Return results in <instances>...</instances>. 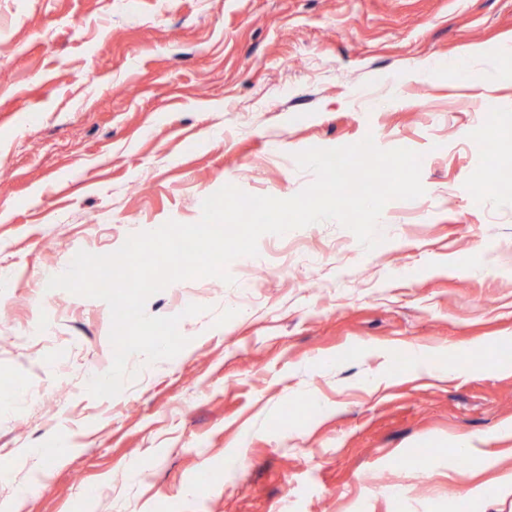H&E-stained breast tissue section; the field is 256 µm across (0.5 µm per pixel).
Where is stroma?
I'll return each instance as SVG.
<instances>
[{
  "mask_svg": "<svg viewBox=\"0 0 512 512\" xmlns=\"http://www.w3.org/2000/svg\"><path fill=\"white\" fill-rule=\"evenodd\" d=\"M510 39L512 0H0V512L21 490L22 512H512L471 495L512 473V78L416 75ZM368 135L421 154L425 189L378 246L262 235L233 283L148 299L177 356L88 393L110 309L47 270L198 222L228 184L290 198L315 178L296 153ZM450 356L448 353L429 355L421 351H415L413 354V364L417 370L438 374L448 375V371H455L456 367L448 365Z\"/></svg>",
  "mask_w": 512,
  "mask_h": 512,
  "instance_id": "1",
  "label": "stroma"
}]
</instances>
